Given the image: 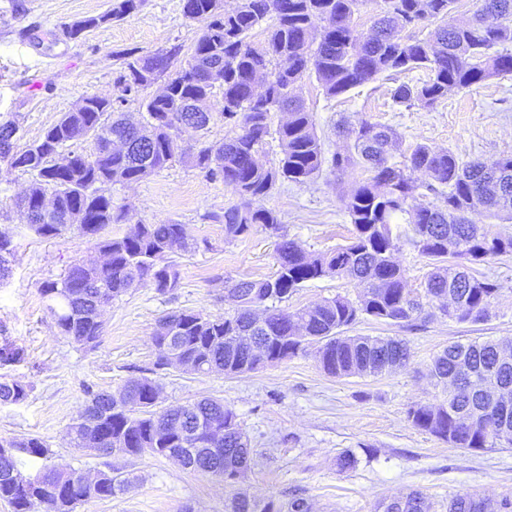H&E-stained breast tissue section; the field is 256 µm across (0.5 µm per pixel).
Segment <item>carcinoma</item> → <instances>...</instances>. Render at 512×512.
Returning a JSON list of instances; mask_svg holds the SVG:
<instances>
[{
  "mask_svg": "<svg viewBox=\"0 0 512 512\" xmlns=\"http://www.w3.org/2000/svg\"><path fill=\"white\" fill-rule=\"evenodd\" d=\"M361 2L240 0L236 9L226 11L223 0H184L185 17L200 23L201 32L183 64L174 65L177 49L158 58L128 55L115 79L120 96L85 97L81 110L63 113L24 147L17 145L16 122H0V159L34 176L17 201L28 228L41 237L76 231L105 256L101 265L88 270L73 263L41 287L58 334L90 350L103 333L100 306L140 285L161 294L173 292L180 272L171 255L190 248L184 225L175 221L141 222L118 236L107 233L124 218L108 187L138 182L179 160L245 200L222 215H211L224 224V240L235 241L258 228L279 239L277 271L224 286V301L231 305L224 315L187 309L165 314L148 374L127 380L116 392L86 390L80 414L84 422L67 428L76 447L176 458L192 472L218 474L235 483L253 467V450L236 413L213 398L161 405L157 371L176 365L190 374L238 376L313 347L329 376L377 377L406 366L409 348L403 339L347 335L360 316L405 325L424 314V302L441 297L457 304L454 315L438 308L450 320L478 324L493 316L500 285L475 275V267L512 255V235H490L470 216L512 221V153L490 163H462L449 150L420 143L400 163H391L388 155L397 133L361 116L342 120L345 151L328 158L315 133L313 113L293 96V89L313 77L332 99L384 73L424 68L427 80L402 83L390 94L399 106L430 109L452 93L512 75V0H477L471 18L460 23L450 21L458 0H382L366 38L354 22ZM142 3L117 0L109 11L74 21L63 33L76 39L129 17ZM316 19L322 22L318 29ZM267 20L272 24L264 41H251L252 30ZM162 77L163 90L144 95ZM218 94L222 111L214 112L209 104ZM130 98L140 100L137 118L120 111ZM281 110L288 111V120L275 127L273 115ZM217 120L232 126L233 134L219 143L180 147L182 128L201 131ZM272 137L282 154L274 166L259 159ZM88 139L94 142L93 152L73 149ZM327 165L334 171L357 166L366 177L343 196L354 227L351 241L315 252L282 233L278 214L262 201L278 181L303 183ZM416 172L427 181L415 180ZM429 194L446 197L447 208L418 202ZM46 196L54 211L33 217ZM399 218L412 227L413 248L432 265L420 292L406 287L405 270L393 260L400 238L392 225ZM14 256L12 235L1 231L0 280L9 277ZM332 276L356 281L361 291L354 299L338 295L294 310L277 307L304 283ZM24 359L22 348L9 341L0 344L1 365ZM430 373L448 394L435 403L411 406L407 418L414 428L452 448L512 445V406L502 410L497 400L499 392L512 394V338L450 344L433 357ZM31 391L30 385L0 377V404L23 403ZM49 457V445L39 436L0 439V500L13 512H75L92 499L129 489V478L110 465L100 471L101 483L93 492L81 485L78 470L52 467L44 468L46 484L20 486L25 460ZM382 508L430 512L431 506L413 492L382 503ZM229 512H311V507L299 496L284 511L272 500L238 495ZM446 512H512V497L494 503L459 492L448 500Z\"/></svg>",
  "mask_w": 512,
  "mask_h": 512,
  "instance_id": "carcinoma-1",
  "label": "carcinoma"
}]
</instances>
